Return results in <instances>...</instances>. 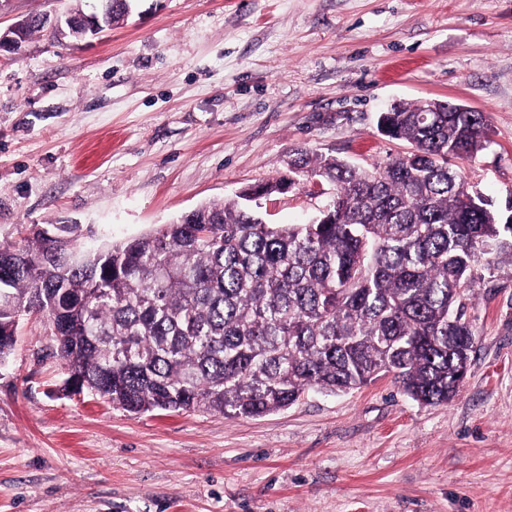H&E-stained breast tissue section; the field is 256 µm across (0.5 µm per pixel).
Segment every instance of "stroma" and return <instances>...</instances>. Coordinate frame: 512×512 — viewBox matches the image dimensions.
<instances>
[{
	"label": "stroma",
	"instance_id": "1",
	"mask_svg": "<svg viewBox=\"0 0 512 512\" xmlns=\"http://www.w3.org/2000/svg\"><path fill=\"white\" fill-rule=\"evenodd\" d=\"M75 0H0V28ZM99 38L33 34L0 54V244L75 225L84 251L147 234L284 175L303 146L373 168L408 145L380 112L424 99L483 112L467 180L512 195V0H140ZM307 188L271 222L314 215ZM457 395L392 377L311 391L255 419L128 413L66 394L42 321L0 365V512H512V264L476 265Z\"/></svg>",
	"mask_w": 512,
	"mask_h": 512
}]
</instances>
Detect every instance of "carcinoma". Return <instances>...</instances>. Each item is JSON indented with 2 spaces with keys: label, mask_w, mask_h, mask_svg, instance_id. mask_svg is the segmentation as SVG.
I'll return each instance as SVG.
<instances>
[{
  "label": "carcinoma",
  "mask_w": 512,
  "mask_h": 512,
  "mask_svg": "<svg viewBox=\"0 0 512 512\" xmlns=\"http://www.w3.org/2000/svg\"><path fill=\"white\" fill-rule=\"evenodd\" d=\"M137 4L112 0L109 24ZM377 128L413 151L364 170L295 148L287 174L107 250L80 253L69 225L1 246L0 324L46 320L79 392L132 414L257 418L385 375L450 402L474 351V266L512 264V198L496 207L454 164L490 143L483 113L400 103ZM310 176L332 187L328 212L268 223L261 200Z\"/></svg>",
  "instance_id": "1"
}]
</instances>
